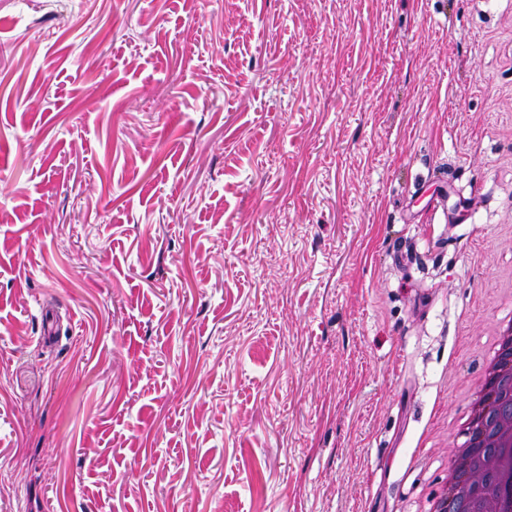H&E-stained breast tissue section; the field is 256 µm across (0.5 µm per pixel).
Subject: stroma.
<instances>
[{
	"mask_svg": "<svg viewBox=\"0 0 512 512\" xmlns=\"http://www.w3.org/2000/svg\"><path fill=\"white\" fill-rule=\"evenodd\" d=\"M509 317L512 0H0V512H428Z\"/></svg>",
	"mask_w": 512,
	"mask_h": 512,
	"instance_id": "obj_1",
	"label": "stroma"
}]
</instances>
